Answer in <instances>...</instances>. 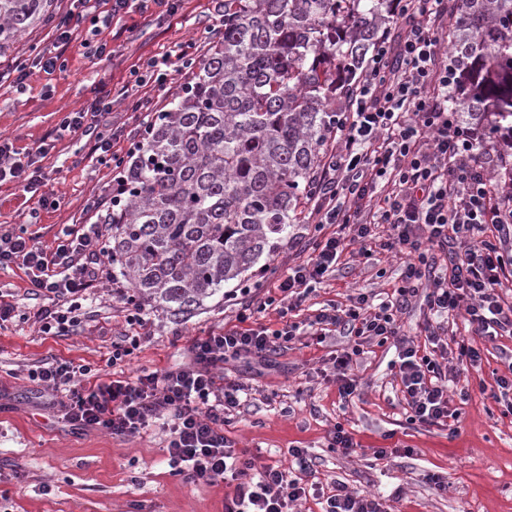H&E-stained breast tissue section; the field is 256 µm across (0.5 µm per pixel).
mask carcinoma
Here are the masks:
<instances>
[{
	"instance_id": "cac0c4a2",
	"label": "carcinoma",
	"mask_w": 512,
	"mask_h": 512,
	"mask_svg": "<svg viewBox=\"0 0 512 512\" xmlns=\"http://www.w3.org/2000/svg\"><path fill=\"white\" fill-rule=\"evenodd\" d=\"M396 0H224V36L148 124L99 216L134 297L176 319L224 296L302 224L345 92ZM51 0H0V48L53 19ZM452 41L462 98L512 139V0H467Z\"/></svg>"
}]
</instances>
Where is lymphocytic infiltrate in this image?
Returning <instances> with one entry per match:
<instances>
[{
	"label": "lymphocytic infiltrate",
	"instance_id": "lymphocytic-infiltrate-1",
	"mask_svg": "<svg viewBox=\"0 0 512 512\" xmlns=\"http://www.w3.org/2000/svg\"><path fill=\"white\" fill-rule=\"evenodd\" d=\"M396 21L378 38L365 72L349 96L356 109L336 116V135L313 188L317 228L324 234L312 254L278 279L259 305H243L234 325L194 338L186 366L128 379H102L90 366L52 360L29 373L31 380L66 394L64 420L76 429L94 427L118 437L140 433L156 419L170 420L166 446L172 470L194 482L233 484L224 512H293L306 494L303 474L310 467L301 448L289 454L297 471L279 466L256 469L245 452L235 451L224 435L228 415L240 405L243 384H217L216 373L235 359H265L287 347L309 328L325 337L345 333L360 340L394 341L409 419L447 425L458 413L450 407L448 379L433 349L421 352L401 335L399 315L422 298L437 315L464 313L478 336L512 335V180L498 181L505 154L488 150L482 129L462 126L448 97L458 86L454 60L438 44L449 29L464 27L463 6L448 0H397ZM109 97H95L65 113L63 129L92 137L98 162L114 160L111 140L96 136L110 114ZM54 147L42 138L29 163L16 161L10 139L0 138V182L38 193L44 183L35 159ZM389 227L376 248L403 258L401 283L391 299L373 303L369 295H348L346 305L330 304L291 321L317 284L323 283L347 246L367 242L372 224ZM98 225L63 233L55 251L46 253L34 237L0 233V268L30 269V293L42 299L35 317L42 333H65L81 324L80 301L110 279ZM448 265L436 274V253ZM274 309L285 323L271 330L250 324L256 312Z\"/></svg>",
	"mask_w": 512,
	"mask_h": 512
}]
</instances>
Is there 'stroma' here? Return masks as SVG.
Wrapping results in <instances>:
<instances>
[{"mask_svg": "<svg viewBox=\"0 0 512 512\" xmlns=\"http://www.w3.org/2000/svg\"><path fill=\"white\" fill-rule=\"evenodd\" d=\"M177 5L169 14L154 5L142 10L141 0H129L127 14L106 26L92 21L105 11L102 2L92 7L87 0H53V12L73 13L79 25L64 69H32L20 90L0 85V137L13 142L19 159L44 136L54 140L53 150L39 161L48 178L42 192L53 203L38 205L15 184H2L0 228L26 230L50 253L65 228L96 222L86 203L92 197L110 200L119 171L92 158L89 142L60 130L59 122L87 105L96 90L110 92L112 113L99 129L111 135L113 153L127 158L147 122L192 77L191 69L176 70L158 85L145 61L173 50L200 58L223 28L212 0ZM51 34V26L36 23L0 52V64L30 62L51 49ZM103 42L111 53L100 57L95 50ZM312 245L311 222L293 225L287 239L242 279L226 284L225 293L246 288L263 296ZM399 274V258L384 251L367 258L347 253L310 301L341 302L352 292L381 298L392 293ZM28 289L25 268L0 269V301L16 309L15 317L0 325V512H224L228 485L191 483L172 471L162 423L124 438L72 428L56 394L38 387L28 372L51 359L89 365L105 379L116 372L133 378L144 370H172L187 362L193 338L234 324V306L214 300L180 321L147 306L139 348L113 366L112 342L127 330V298L133 293L125 280L96 288L82 303L81 329L64 336L40 333L34 317L40 302ZM453 330L457 340L482 348L484 355L480 369L448 367L449 378L468 393L453 403L459 419L452 426L409 423L392 343L373 339L364 345L352 371L357 391L345 402L332 358L352 347L353 337L320 342L302 335L270 353L265 364L247 359L225 364L224 379L244 384L249 395L225 423L224 435L259 467L290 465V449H305L324 490L342 484L374 495L383 512H512V414L488 396L496 375L512 362V337L471 335L459 319ZM339 425L358 444L352 455L331 445L330 433ZM381 448L387 456H378Z\"/></svg>", "mask_w": 512, "mask_h": 512, "instance_id": "stroma-1", "label": "stroma"}]
</instances>
